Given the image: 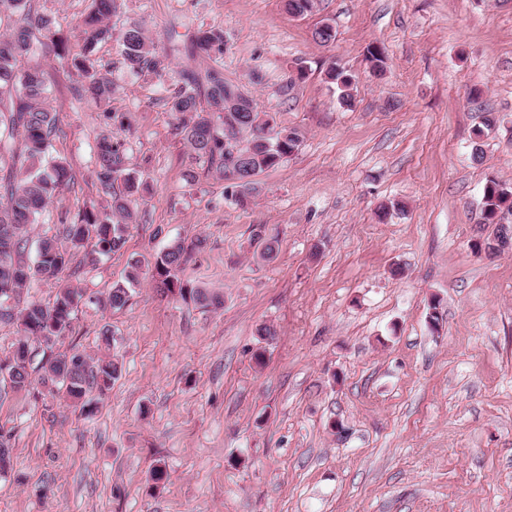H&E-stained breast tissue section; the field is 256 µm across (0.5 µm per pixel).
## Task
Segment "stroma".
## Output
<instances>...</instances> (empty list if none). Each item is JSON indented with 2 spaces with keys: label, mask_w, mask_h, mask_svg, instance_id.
Wrapping results in <instances>:
<instances>
[{
  "label": "stroma",
  "mask_w": 512,
  "mask_h": 512,
  "mask_svg": "<svg viewBox=\"0 0 512 512\" xmlns=\"http://www.w3.org/2000/svg\"><path fill=\"white\" fill-rule=\"evenodd\" d=\"M36 5L79 55L92 0ZM324 21L328 46L312 35ZM132 22L172 77L188 66L177 46L223 28L225 79L302 143L245 205L219 177L187 184L190 150L160 82L119 64L117 41L98 45L125 166L148 191L120 251L79 250L28 298L81 290L55 350L122 373L89 416L40 384L0 381L13 448L0 512H512V252L473 248L495 230L481 221L488 180L512 187V0H318L302 17L285 0H124L112 28ZM333 61L356 77L352 104L326 76ZM37 62L60 119L51 154L75 185L30 227L31 252L86 204L110 205L94 186L98 107L74 99L58 59ZM255 224L277 239L274 258L253 244ZM199 235L182 276L223 293V308L162 298L146 271L124 308L105 306L131 263Z\"/></svg>",
  "instance_id": "1"
}]
</instances>
